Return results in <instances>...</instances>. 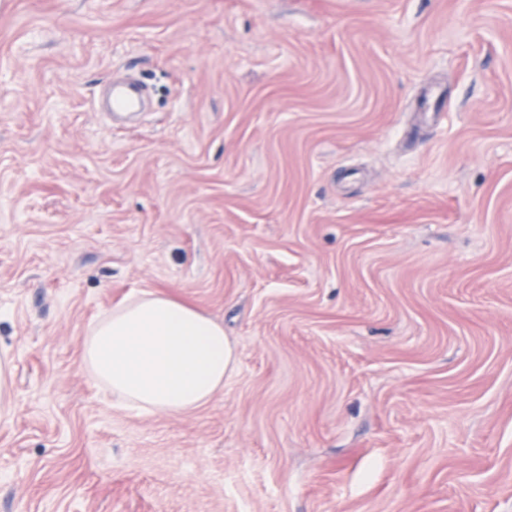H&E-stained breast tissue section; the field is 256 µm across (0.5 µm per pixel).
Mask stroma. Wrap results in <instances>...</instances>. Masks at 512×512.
Returning <instances> with one entry per match:
<instances>
[{"mask_svg":"<svg viewBox=\"0 0 512 512\" xmlns=\"http://www.w3.org/2000/svg\"><path fill=\"white\" fill-rule=\"evenodd\" d=\"M162 289L181 414L80 363ZM2 351L0 512H512V0H0ZM81 361L126 406L179 414L223 391L235 356L222 325L156 290L120 303L95 322ZM12 361L7 355L0 356V415L7 416L11 411L12 401Z\"/></svg>","mask_w":512,"mask_h":512,"instance_id":"35a3bbf8","label":"stroma"}]
</instances>
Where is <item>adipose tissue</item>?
<instances>
[{
	"mask_svg": "<svg viewBox=\"0 0 512 512\" xmlns=\"http://www.w3.org/2000/svg\"><path fill=\"white\" fill-rule=\"evenodd\" d=\"M81 361L126 406L179 414L223 391L235 356L222 325L156 290L120 303L95 322Z\"/></svg>",
	"mask_w": 512,
	"mask_h": 512,
	"instance_id": "ef3b65f1",
	"label": "adipose tissue"
}]
</instances>
